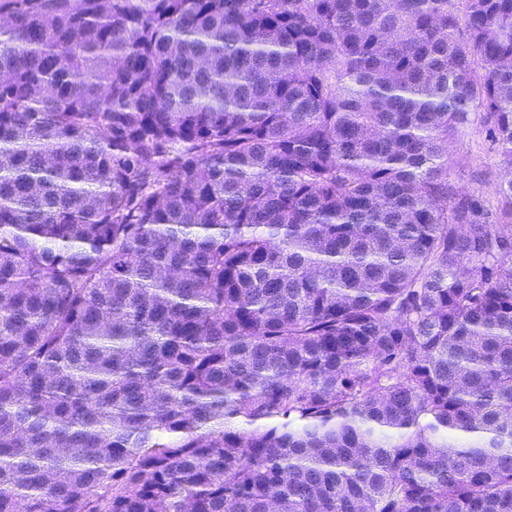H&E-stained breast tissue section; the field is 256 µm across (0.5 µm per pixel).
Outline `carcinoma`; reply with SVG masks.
I'll return each instance as SVG.
<instances>
[{
	"label": "carcinoma",
	"instance_id": "1",
	"mask_svg": "<svg viewBox=\"0 0 512 512\" xmlns=\"http://www.w3.org/2000/svg\"><path fill=\"white\" fill-rule=\"evenodd\" d=\"M0 16V512H512V0ZM487 128L485 114L476 112L474 122L456 134L448 165L457 187L482 196L487 206L494 210L497 201L493 189L502 169ZM459 160H462L461 164H456Z\"/></svg>",
	"mask_w": 512,
	"mask_h": 512
}]
</instances>
